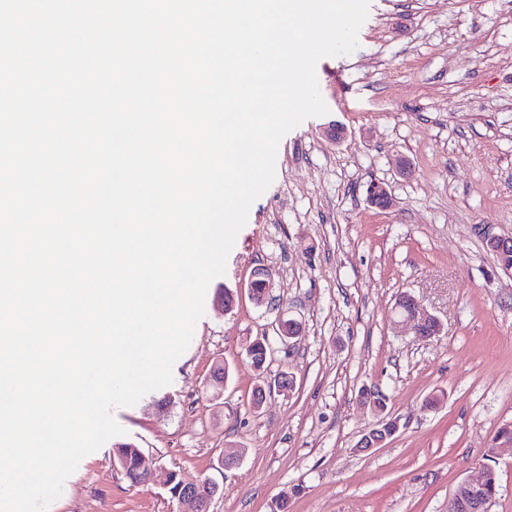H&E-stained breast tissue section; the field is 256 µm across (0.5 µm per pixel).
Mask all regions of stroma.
I'll return each mask as SVG.
<instances>
[{
    "mask_svg": "<svg viewBox=\"0 0 512 512\" xmlns=\"http://www.w3.org/2000/svg\"><path fill=\"white\" fill-rule=\"evenodd\" d=\"M315 72L327 114L282 138L172 383L114 409L121 440L162 472L217 482L209 512H273L284 492L290 512H448L456 484L488 461L491 512H512V456L488 457L512 422V276L485 244L512 236V0H370L357 48ZM375 183L390 208L369 204ZM258 268L274 278L262 307L248 291ZM227 289L233 305L217 311ZM403 292L438 334L402 331ZM281 316L303 334L258 374L245 349ZM218 361L232 375L216 396ZM282 372L294 389L251 408ZM366 387L399 429L363 451L377 422ZM116 443L84 457L47 512H179L163 484H131ZM230 443L241 460L219 469Z\"/></svg>",
    "mask_w": 512,
    "mask_h": 512,
    "instance_id": "1",
    "label": "stroma"
}]
</instances>
